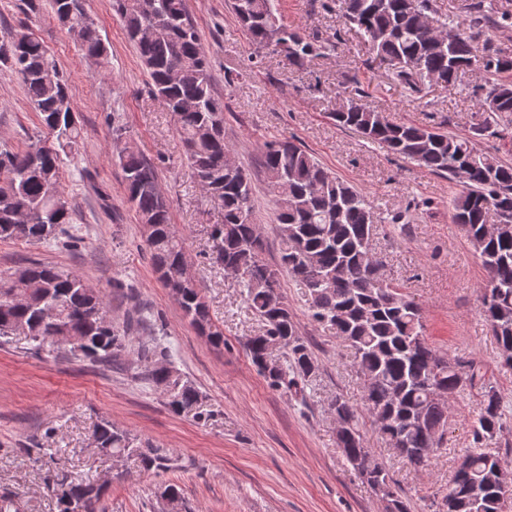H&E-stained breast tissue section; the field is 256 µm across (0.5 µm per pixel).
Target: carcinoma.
<instances>
[{"mask_svg":"<svg viewBox=\"0 0 512 512\" xmlns=\"http://www.w3.org/2000/svg\"><path fill=\"white\" fill-rule=\"evenodd\" d=\"M126 35L137 49L152 93L174 117L181 150L193 180L223 212L210 233L212 263L241 266L238 278L247 310L263 325L244 343L247 355L268 386L306 403V389L319 371L294 315L280 292V272L304 290L312 322L332 331L353 351L364 386V410L389 447L402 441L400 455L419 471L427 466L423 448H440L448 434L449 403L431 396L436 386L455 397L481 389L470 448L462 456L442 500L456 512H499L500 448L509 447L507 411L500 391L473 361H453L423 335L420 306L400 288L380 285L376 259L368 256L376 231L363 194L324 168L302 144L276 139L263 145V167L274 196V220L282 240L278 267L262 258L264 239L254 220L250 177L224 171L232 154L224 137V101L214 94L210 61L186 0H113ZM63 27L80 29V48L108 72L109 49L88 14L86 0H50ZM348 25L374 59L391 66L409 94L439 79L448 86L458 72L478 63L486 80L481 108L497 120L512 115V55L490 43L475 54L474 42L486 29L512 28V12L493 8V0H463L456 13H443L437 0H340ZM230 8L252 42L260 47L291 45L288 58L300 60L319 46L280 23L276 0H230ZM0 41V66L17 74L37 112L40 134L23 150L0 142V240L48 244L72 221L71 197L61 182L64 158L79 151L81 127L64 100L72 86L58 61L33 34L19 31ZM341 129L418 164L466 188L450 201L452 218L478 254L486 271L481 289L484 316L504 366L512 368V163L482 152L474 140L433 127L394 122L351 98L331 113ZM112 161L122 173L126 198L146 236L158 279L176 298L195 330L216 346L224 329L214 323L185 260L186 242L172 224L155 167L125 142L126 130L110 124ZM0 338L15 328L32 348L54 347L64 330L78 338L75 355L107 365L120 363L129 336L108 315L100 294L77 274H63L33 263L15 278H0ZM138 361L176 414L207 420L202 393L173 366L162 339L141 347ZM330 412L340 418L337 437L347 462L365 467L393 486L388 472L364 443L360 413L338 399ZM93 436L104 455L138 459L147 470L173 466L166 448H155L110 420ZM49 491L57 512H98L106 486L78 473L55 475ZM0 512H19L18 496L0 489Z\"/></svg>","mask_w":512,"mask_h":512,"instance_id":"cac0c4a2","label":"carcinoma"}]
</instances>
